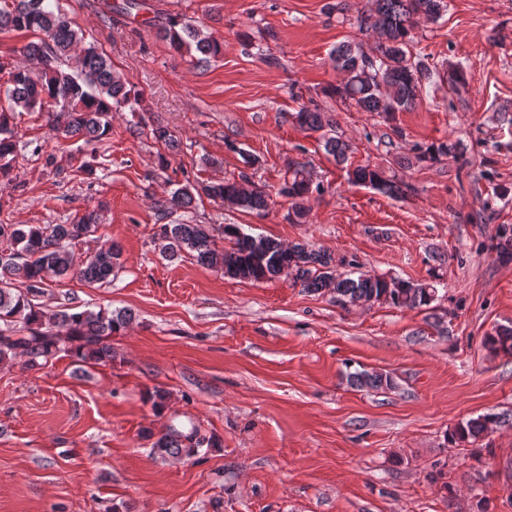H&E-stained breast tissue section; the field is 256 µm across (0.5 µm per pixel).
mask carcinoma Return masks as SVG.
Returning <instances> with one entry per match:
<instances>
[{
    "mask_svg": "<svg viewBox=\"0 0 512 512\" xmlns=\"http://www.w3.org/2000/svg\"><path fill=\"white\" fill-rule=\"evenodd\" d=\"M372 7L359 13L355 24L373 31L375 44L365 49L361 43L342 42L331 51L336 70L343 74L333 92L360 112L395 119V113L411 107L421 92L430 70L423 59L411 53L414 31L423 23L437 21L447 10L446 0H371ZM32 32L38 41L24 45L20 53L35 68L28 69L0 57V74L7 73V87L0 98V186L22 187L12 176L18 143L15 113L44 112L48 124L67 138L86 143L100 142L112 133V113L141 106L143 94L112 69L106 54L84 33L72 27L60 0H0V34ZM172 48L188 55L200 54L207 62L222 54L223 45L203 29L184 20L173 19L165 31ZM300 127L319 134L326 152L344 162L352 153L351 144L336 134L331 115L317 108L301 107L295 113ZM131 135L149 134L155 142L173 150L177 141L168 127L139 122ZM465 152L458 142L431 144L418 159L437 162L463 161ZM354 184L369 187L390 197H402L407 185L396 176L370 164L348 172ZM313 192L311 180L298 163L288 167L279 194L291 200L295 220L306 215L305 199ZM206 196L235 209L262 212L269 209L272 196L265 187L242 172L239 178L222 182L188 183L157 203L160 219L182 212V218L157 224L153 242L159 254L174 261L189 253L197 261L224 276L241 281L272 280L291 268L294 281L313 292H328L343 307L362 302L387 303L396 308L417 309L430 305L437 288L431 282H411L399 278L361 274L356 278L336 273V260L306 243L288 247L275 239L245 234L235 224L224 225L225 245L216 244L206 224L189 217L196 200ZM98 228V216L89 212L71 224L0 223V364L17 355L27 357L34 368L59 352H69L78 360L105 364L112 361L110 338L131 322V314L82 309L69 303L44 310L34 298L41 294L49 276L72 277L86 284H110L120 265V251L111 245L79 259L73 244ZM490 250L497 257L512 260V225L502 224L492 239ZM495 351L512 355V326L502 325L487 337ZM358 388L383 389L394 385L381 372L352 374ZM487 430V418L477 417L459 424L453 438L468 443ZM215 440L195 433L183 435L169 429L152 443L159 455L197 452Z\"/></svg>",
    "mask_w": 512,
    "mask_h": 512,
    "instance_id": "cac0c4a2",
    "label": "carcinoma"
}]
</instances>
